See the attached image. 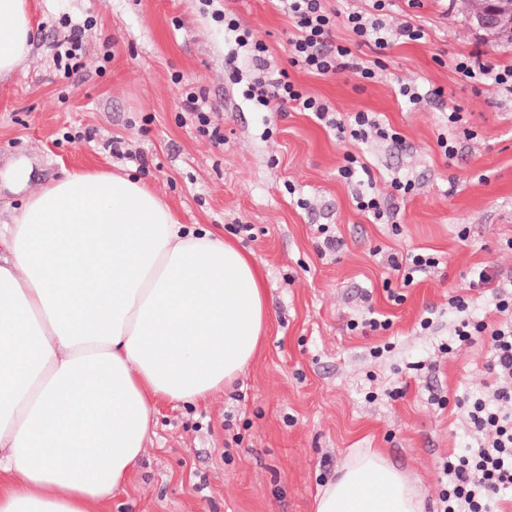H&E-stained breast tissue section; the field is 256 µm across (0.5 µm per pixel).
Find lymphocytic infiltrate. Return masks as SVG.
Returning <instances> with one entry per match:
<instances>
[{
  "label": "lymphocytic infiltrate",
  "instance_id": "lymphocytic-infiltrate-1",
  "mask_svg": "<svg viewBox=\"0 0 512 512\" xmlns=\"http://www.w3.org/2000/svg\"><path fill=\"white\" fill-rule=\"evenodd\" d=\"M365 12H338L327 8L326 0H280L294 29L288 39V69L272 70L266 45L253 31L230 12L215 11V21L251 64L243 91L244 97L262 112H280L293 107L311 114L322 125L334 129L341 138L357 143L376 138L399 146L403 138L371 112H357L343 121L322 99L305 94L291 79L290 69L325 76L350 71L365 80L375 79L384 69L383 56L394 42L424 40L423 28L410 22L392 24L389 12L393 0H369ZM344 26L357 44L369 47L374 57L358 60L350 47L334 43L336 26ZM454 69L466 80L480 85H494L512 94V65L483 61L480 54L456 57ZM470 289L488 294L500 322L461 319L454 328V340L472 343L474 337H489L493 360L488 371L496 383L481 395L457 401L474 433L478 447L451 455L444 462L445 484L440 492V512H499L498 503L512 490V282L501 281L489 266L476 267L469 281Z\"/></svg>",
  "mask_w": 512,
  "mask_h": 512
}]
</instances>
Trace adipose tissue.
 <instances>
[{
  "instance_id": "obj_1",
  "label": "adipose tissue",
  "mask_w": 512,
  "mask_h": 512,
  "mask_svg": "<svg viewBox=\"0 0 512 512\" xmlns=\"http://www.w3.org/2000/svg\"><path fill=\"white\" fill-rule=\"evenodd\" d=\"M33 34L30 0H0V81ZM0 246V512H104L158 404L206 401L254 359L262 273L142 179L102 169L30 193ZM314 512H423V497L380 450L357 448Z\"/></svg>"
}]
</instances>
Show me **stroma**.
Here are the masks:
<instances>
[{
  "mask_svg": "<svg viewBox=\"0 0 512 512\" xmlns=\"http://www.w3.org/2000/svg\"><path fill=\"white\" fill-rule=\"evenodd\" d=\"M38 25L19 73L0 82V225L18 214L25 191L88 169L138 170L144 152L152 188L180 223L217 229L251 252L265 274L269 332L246 371L195 405L161 403L156 435L109 512H313L318 488L355 448L381 449L438 512L443 460L474 439L453 402L481 393L491 376L485 337L453 345L461 317H488L489 298L466 312L448 304L466 294L473 269L512 277V95L473 86L451 65L472 51L512 63V43L474 30L461 0H394L393 20L427 34L387 50L371 81L343 71L291 78L303 92L347 116L375 113L403 137L351 145L307 113L253 110L228 78L231 42L213 10L226 8L269 48L272 68L287 67L293 31L274 0H32ZM95 21L84 36L85 66L71 77L55 68L54 45L68 21ZM111 60H104V52ZM181 83H173V76ZM407 84L444 90L442 104H411ZM205 97L224 132L215 147L181 107L183 89ZM461 108L476 138H458L447 116ZM76 141H66V133ZM454 139L446 160L436 140ZM121 143L124 156L113 155ZM370 168L393 222L357 209L360 187L341 178L348 151ZM29 169L24 191L7 175ZM412 180L405 198L392 178ZM250 232H241V225ZM341 240L322 253L316 228ZM467 240H460V230ZM422 248L437 267L402 287L389 254ZM404 300H388V291ZM389 330H349L368 311ZM429 319L421 329V319ZM451 352H443L445 344Z\"/></svg>",
  "mask_w": 512,
  "mask_h": 512,
  "instance_id": "stroma-1",
  "label": "stroma"
}]
</instances>
